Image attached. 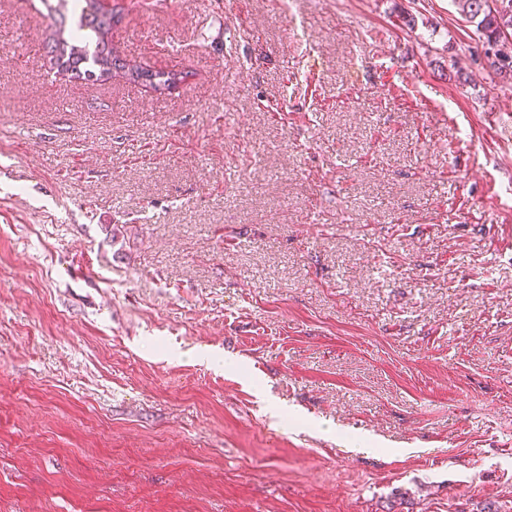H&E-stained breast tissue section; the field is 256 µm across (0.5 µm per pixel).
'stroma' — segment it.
Segmentation results:
<instances>
[{
    "label": "stroma",
    "instance_id": "1",
    "mask_svg": "<svg viewBox=\"0 0 512 512\" xmlns=\"http://www.w3.org/2000/svg\"><path fill=\"white\" fill-rule=\"evenodd\" d=\"M102 5L187 79L0 0V512H512V81L453 0ZM99 1L44 0L49 13L59 20L50 46L53 68L77 80L105 82L119 76L157 90L175 84L181 72L154 71L133 64L112 48L109 35L116 15L112 10H104ZM76 10L79 11L78 19L68 28V20L74 19ZM71 41H80L84 45L77 46Z\"/></svg>",
    "mask_w": 512,
    "mask_h": 512
}]
</instances>
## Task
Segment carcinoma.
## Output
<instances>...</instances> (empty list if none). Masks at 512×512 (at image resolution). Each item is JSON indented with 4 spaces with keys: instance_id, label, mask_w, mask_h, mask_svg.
<instances>
[{
    "instance_id": "cac0c4a2",
    "label": "carcinoma",
    "mask_w": 512,
    "mask_h": 512,
    "mask_svg": "<svg viewBox=\"0 0 512 512\" xmlns=\"http://www.w3.org/2000/svg\"><path fill=\"white\" fill-rule=\"evenodd\" d=\"M59 20L52 37L51 61L57 71L77 80L105 82L119 76L130 82L167 89L178 73L154 71L133 64L112 48L109 35L115 24L113 11L99 0H44ZM462 15L476 23L481 51L478 58L490 64L489 72L512 74V54L505 43L512 39V0H454Z\"/></svg>"
}]
</instances>
